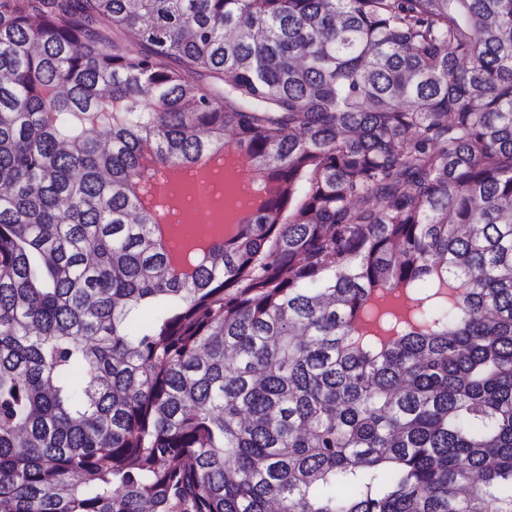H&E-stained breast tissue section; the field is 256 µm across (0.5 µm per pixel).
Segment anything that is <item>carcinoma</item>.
<instances>
[{"label":"carcinoma","mask_w":512,"mask_h":512,"mask_svg":"<svg viewBox=\"0 0 512 512\" xmlns=\"http://www.w3.org/2000/svg\"><path fill=\"white\" fill-rule=\"evenodd\" d=\"M0 512H512V0H0Z\"/></svg>","instance_id":"cac0c4a2"}]
</instances>
